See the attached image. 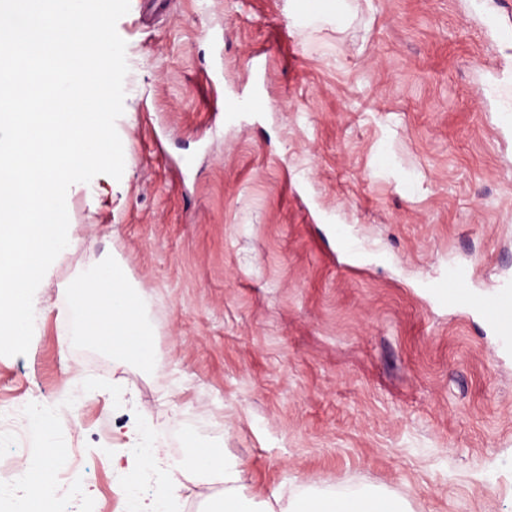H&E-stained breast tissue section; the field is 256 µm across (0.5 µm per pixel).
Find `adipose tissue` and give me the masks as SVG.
<instances>
[{"mask_svg":"<svg viewBox=\"0 0 512 512\" xmlns=\"http://www.w3.org/2000/svg\"><path fill=\"white\" fill-rule=\"evenodd\" d=\"M70 309L78 319L74 331L84 341H101L124 357L145 359L150 334L135 313L124 281L111 266L88 268L70 285ZM163 463L166 479L158 502L178 496L185 482L220 484L224 487L219 512H405L401 503L370 492L339 494L327 500L306 497L286 504L257 506L242 483L239 462L222 451L196 446L178 458L148 449L143 465Z\"/></svg>","mask_w":512,"mask_h":512,"instance_id":"obj_1","label":"adipose tissue"}]
</instances>
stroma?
Masks as SVG:
<instances>
[{
    "label": "stroma",
    "instance_id": "stroma-1",
    "mask_svg": "<svg viewBox=\"0 0 512 512\" xmlns=\"http://www.w3.org/2000/svg\"><path fill=\"white\" fill-rule=\"evenodd\" d=\"M130 0L121 179L66 196L70 249L35 296L0 403L42 405L43 512H128L146 446H220L256 501L372 488L409 512H512V350L431 288L512 280V43L498 0ZM262 52V111L227 114ZM112 262L139 299L150 364L80 342L65 287Z\"/></svg>",
    "mask_w": 512,
    "mask_h": 512
}]
</instances>
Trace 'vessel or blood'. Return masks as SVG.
Here are the masks:
<instances>
[{"label": "vessel or blood", "instance_id": "b4317fda", "mask_svg": "<svg viewBox=\"0 0 512 512\" xmlns=\"http://www.w3.org/2000/svg\"><path fill=\"white\" fill-rule=\"evenodd\" d=\"M446 279V285L435 290L437 299L451 307L458 305L459 301H466L500 336L504 347L511 348L512 284L497 283L495 292L486 296L473 294L466 290L467 272L453 265L449 266Z\"/></svg>", "mask_w": 512, "mask_h": 512}]
</instances>
